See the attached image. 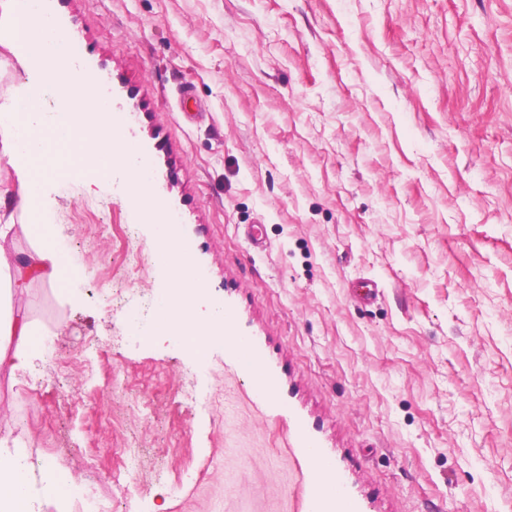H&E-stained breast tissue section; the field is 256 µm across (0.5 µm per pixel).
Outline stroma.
Instances as JSON below:
<instances>
[{
  "instance_id": "35a3bbf8",
  "label": "stroma",
  "mask_w": 512,
  "mask_h": 512,
  "mask_svg": "<svg viewBox=\"0 0 512 512\" xmlns=\"http://www.w3.org/2000/svg\"><path fill=\"white\" fill-rule=\"evenodd\" d=\"M48 3L264 382L151 340L158 224L64 162L67 268L22 296L46 343L0 376V438L117 512H311V445L351 512H512V0ZM10 5L0 106L28 80ZM20 194L0 151L1 222Z\"/></svg>"
}]
</instances>
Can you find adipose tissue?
<instances>
[{"label":"adipose tissue","instance_id":"1","mask_svg":"<svg viewBox=\"0 0 512 512\" xmlns=\"http://www.w3.org/2000/svg\"><path fill=\"white\" fill-rule=\"evenodd\" d=\"M14 14L15 34L22 38L25 54L40 63L56 61V68L49 70L45 80L53 93L72 100L74 107L69 116L46 111L41 94L34 92L21 94L10 111L0 114V145L9 151L13 166L23 177L21 208L25 221L18 228L34 240L30 251L18 253L11 240L16 227L0 225V279L8 281L12 296L22 294L27 280L33 277L58 281L64 269V258L41 211L45 171L51 161L49 143L67 146L70 162L104 174L124 168L144 213L157 220L163 217L151 192L149 164L126 138L121 118L98 95L94 75L71 65L73 49L63 35L36 26L28 0H15ZM85 116L95 117L104 125L95 140L87 141L74 133ZM155 257L168 270L173 287L157 300L154 335H182L187 349L199 358L224 341L236 355L247 356L244 340L229 341L224 336L229 314L220 305H205L206 285L194 276L190 251L171 227H164L160 234ZM44 342L43 334L27 320L21 307L13 305L0 312V374L12 377L31 366ZM20 460L19 451L0 448V512H27L29 507L30 480Z\"/></svg>","mask_w":512,"mask_h":512}]
</instances>
